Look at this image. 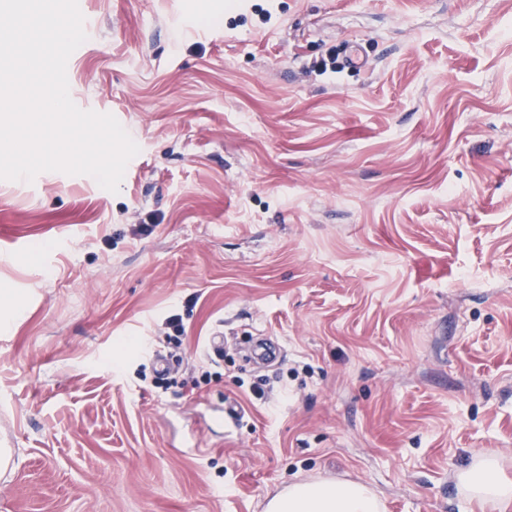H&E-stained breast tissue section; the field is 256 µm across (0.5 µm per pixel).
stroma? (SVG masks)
<instances>
[{"label": "stroma", "instance_id": "35a3bbf8", "mask_svg": "<svg viewBox=\"0 0 512 512\" xmlns=\"http://www.w3.org/2000/svg\"><path fill=\"white\" fill-rule=\"evenodd\" d=\"M83 2L71 98L140 152L0 180V512H512L458 479H512V0ZM497 469L493 459L477 456L472 464L460 471L458 478L472 496L509 501L512 499V482L499 479ZM266 512H382L379 497L361 482L302 481L269 498Z\"/></svg>", "mask_w": 512, "mask_h": 512}]
</instances>
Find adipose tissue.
<instances>
[{"label": "adipose tissue", "mask_w": 512, "mask_h": 512, "mask_svg": "<svg viewBox=\"0 0 512 512\" xmlns=\"http://www.w3.org/2000/svg\"><path fill=\"white\" fill-rule=\"evenodd\" d=\"M493 459L475 457L460 471L464 488L477 497L497 501L512 499V482L499 479ZM379 497L361 482L302 481L269 498L265 512H383Z\"/></svg>", "instance_id": "obj_1"}]
</instances>
